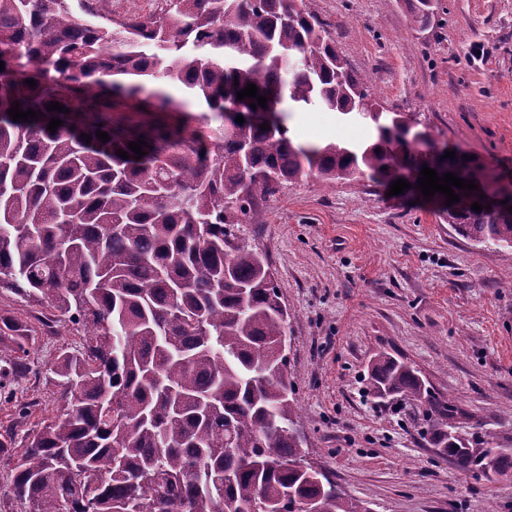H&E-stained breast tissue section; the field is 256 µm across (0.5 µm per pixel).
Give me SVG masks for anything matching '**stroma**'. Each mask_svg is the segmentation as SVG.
Wrapping results in <instances>:
<instances>
[{
  "instance_id": "obj_1",
  "label": "stroma",
  "mask_w": 512,
  "mask_h": 512,
  "mask_svg": "<svg viewBox=\"0 0 512 512\" xmlns=\"http://www.w3.org/2000/svg\"><path fill=\"white\" fill-rule=\"evenodd\" d=\"M350 66L389 112L427 126L512 181V0H437L428 27L405 0H313ZM296 142H357L366 127L316 109L290 112ZM242 242L265 254L290 312L288 370L311 461L371 512H512V475L474 480L440 458L418 414L367 395L385 352L414 365L435 394L512 440V249L458 235L434 202L388 195L368 180L305 178L260 201ZM36 329L38 376L0 391V427L33 402L56 407L57 352L78 347L71 323L46 331L48 309L0 291V314Z\"/></svg>"
}]
</instances>
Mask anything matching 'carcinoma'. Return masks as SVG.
<instances>
[{
	"instance_id": "cac0c4a2",
	"label": "carcinoma",
	"mask_w": 512,
	"mask_h": 512,
	"mask_svg": "<svg viewBox=\"0 0 512 512\" xmlns=\"http://www.w3.org/2000/svg\"><path fill=\"white\" fill-rule=\"evenodd\" d=\"M407 5L422 27L434 15V0ZM0 61L16 75L0 86V288L51 309L43 325L84 330L50 368L56 414L0 433V453L22 448L13 495L28 512H304L311 500L319 512H369L325 473L291 466L306 449L280 349L288 313L267 259L234 225L304 176L417 179L430 134L377 108L312 0H155L118 17L112 0H0ZM161 82L210 115L140 132L112 124L120 107L146 109L141 94ZM249 83L278 101L268 130L261 106L227 109ZM16 101L40 117L13 121ZM308 107L371 136L298 144L286 113ZM140 138L137 161L128 144ZM435 170L470 180L473 167L457 152ZM455 193L445 213L458 234L512 248V206L476 212L481 190ZM34 340L28 323L0 315V389L30 371ZM369 392L411 399L432 444L473 479L512 473V445L464 421L414 366L377 355Z\"/></svg>"
}]
</instances>
